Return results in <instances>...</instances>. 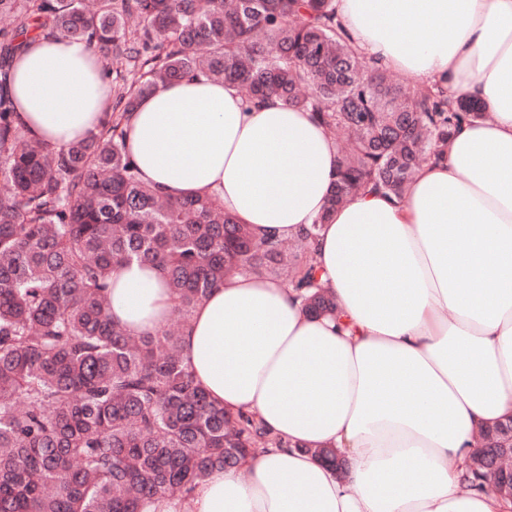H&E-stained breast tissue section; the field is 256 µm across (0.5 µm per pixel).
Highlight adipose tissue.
Segmentation results:
<instances>
[{"mask_svg": "<svg viewBox=\"0 0 512 512\" xmlns=\"http://www.w3.org/2000/svg\"><path fill=\"white\" fill-rule=\"evenodd\" d=\"M355 43L387 67L479 103L403 203L365 192L315 243L338 319L311 317L287 282L234 274L181 336L197 383L256 416L284 447L200 482L190 502L146 512H504L465 488L481 428L512 418V0H337ZM16 121L62 149L112 106L87 43L31 36L10 66ZM126 146L164 198L211 195L259 238L296 237L327 206L336 144L314 114L246 104L203 77L159 86L130 114ZM128 333L172 314L156 267L112 274ZM333 448L336 470L313 454Z\"/></svg>", "mask_w": 512, "mask_h": 512, "instance_id": "1", "label": "adipose tissue"}]
</instances>
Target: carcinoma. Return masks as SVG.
I'll return each mask as SVG.
<instances>
[{
	"mask_svg": "<svg viewBox=\"0 0 512 512\" xmlns=\"http://www.w3.org/2000/svg\"><path fill=\"white\" fill-rule=\"evenodd\" d=\"M0 18L21 19L0 29V512L184 500L211 473L288 446L195 383L180 346L195 306L232 273L286 274L306 313H336L315 263L320 226L367 188L403 200L417 169L484 113L435 84L392 81L354 44L336 0H0ZM30 21L120 64L112 111L59 151L16 124L7 89ZM186 75L349 135L327 209L291 242L257 238L216 197L172 201L140 179L125 150L130 112ZM134 261L161 271L175 330L132 336L109 317L110 274ZM480 434L512 447L509 424ZM461 483L512 503L479 454Z\"/></svg>",
	"mask_w": 512,
	"mask_h": 512,
	"instance_id": "obj_1",
	"label": "carcinoma"
}]
</instances>
